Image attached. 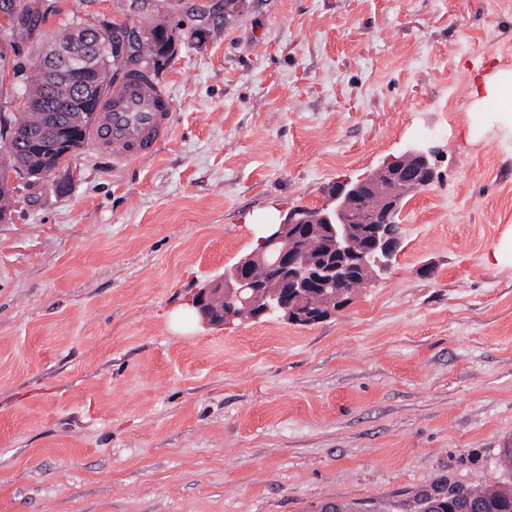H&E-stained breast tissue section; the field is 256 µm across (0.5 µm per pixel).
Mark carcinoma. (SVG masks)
<instances>
[{
  "label": "carcinoma",
  "instance_id": "obj_1",
  "mask_svg": "<svg viewBox=\"0 0 512 512\" xmlns=\"http://www.w3.org/2000/svg\"><path fill=\"white\" fill-rule=\"evenodd\" d=\"M55 12L45 0H0V15L15 21L12 31L0 38V43L13 45L16 40L33 39L38 24ZM87 36V29L72 22L65 24L54 37L53 44L67 45ZM136 47L133 63L129 69L146 65L158 72L161 64L168 63L176 54L179 33L164 22H158L135 37ZM112 52L99 48L96 62L72 74L71 63L56 56L47 55V48L38 54L36 70L24 76V112L27 120L22 123L14 139L6 144L5 153L0 154V219L7 216L9 201L8 182L11 173L25 170L37 177L43 172L57 168L75 152L83 141L63 149L53 137L49 125L52 114L63 123L83 131L95 115L98 99L82 98L78 95L64 97L49 107L38 95V89L46 87L57 92L58 84L65 78H74L80 87L95 86L106 89V69ZM405 512H512V483L491 482L479 488L464 485L437 484L415 495L403 505Z\"/></svg>",
  "mask_w": 512,
  "mask_h": 512
}]
</instances>
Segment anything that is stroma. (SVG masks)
I'll list each match as a JSON object with an SVG mask.
<instances>
[{
    "mask_svg": "<svg viewBox=\"0 0 512 512\" xmlns=\"http://www.w3.org/2000/svg\"><path fill=\"white\" fill-rule=\"evenodd\" d=\"M55 0L61 24L165 21L170 139L83 145L0 223V512H363L445 479L512 482V134L477 112L512 69V0ZM15 43L0 110L24 99ZM419 140L392 268L313 325L207 327L191 300L263 225Z\"/></svg>",
    "mask_w": 512,
    "mask_h": 512,
    "instance_id": "stroma-1",
    "label": "stroma"
}]
</instances>
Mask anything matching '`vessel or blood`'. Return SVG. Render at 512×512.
I'll use <instances>...</instances> for the list:
<instances>
[{
  "instance_id": "1",
  "label": "vessel or blood",
  "mask_w": 512,
  "mask_h": 512,
  "mask_svg": "<svg viewBox=\"0 0 512 512\" xmlns=\"http://www.w3.org/2000/svg\"><path fill=\"white\" fill-rule=\"evenodd\" d=\"M144 66L123 70L111 78L96 112L85 131V141L113 164L121 165L153 156L171 136L173 101L167 90Z\"/></svg>"
}]
</instances>
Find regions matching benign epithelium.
<instances>
[{
	"mask_svg": "<svg viewBox=\"0 0 512 512\" xmlns=\"http://www.w3.org/2000/svg\"><path fill=\"white\" fill-rule=\"evenodd\" d=\"M88 48L81 40L58 47L56 54L86 65ZM23 118L21 112H1L0 137L9 139ZM432 155L425 143H414L375 174L336 183L326 205L299 207L280 223L268 225L258 248L197 293L192 307L202 322L218 326L237 319L276 318L311 325L330 317L347 302L350 279L368 268H376V277L391 269L401 245V225L393 223L400 199L385 194L383 187L403 177L414 189L430 185L435 179ZM362 197L375 201L372 211L364 213L357 208ZM311 236L320 241L312 255L306 252ZM257 264H269L276 270L277 289H268L248 273ZM315 294L321 297L318 306L309 303Z\"/></svg>",
	"mask_w": 512,
	"mask_h": 512,
	"instance_id": "7a95c632",
	"label": "benign epithelium"
}]
</instances>
